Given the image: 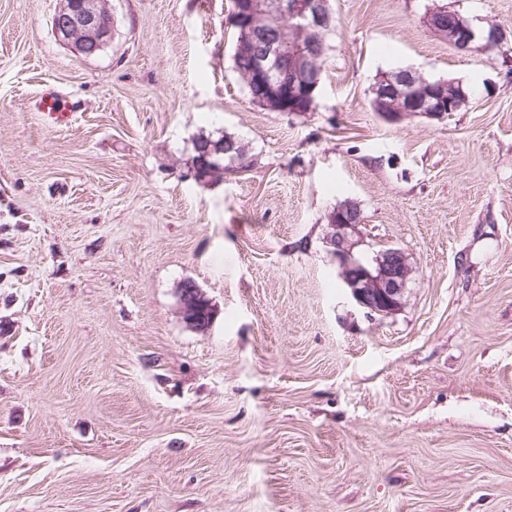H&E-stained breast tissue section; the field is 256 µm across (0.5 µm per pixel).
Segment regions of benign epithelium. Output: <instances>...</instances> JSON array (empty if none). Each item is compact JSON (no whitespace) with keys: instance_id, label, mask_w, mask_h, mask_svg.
<instances>
[{"instance_id":"1","label":"benign epithelium","mask_w":512,"mask_h":512,"mask_svg":"<svg viewBox=\"0 0 512 512\" xmlns=\"http://www.w3.org/2000/svg\"><path fill=\"white\" fill-rule=\"evenodd\" d=\"M423 22L434 35L460 53L501 50L512 34L496 24L480 29L455 9L438 4L425 8ZM228 23L246 36L237 56L248 61L252 98L267 106H285L287 112H309L316 104L322 65L327 58V37L336 30L331 0H233ZM53 32L62 44L83 57L98 54L112 30V16L96 0H63L52 18ZM372 104L386 121L398 123L408 116L442 121L468 101L461 85L430 81L411 69L385 73L372 86ZM223 144L198 143L196 178L215 179L224 174ZM363 223L352 202L328 214L332 229L328 243L339 262L340 279L353 300L368 313L388 315L399 308L413 269L405 252L386 248L363 261L354 255L352 239ZM180 313L191 327L206 329L214 307L194 283L179 290Z\"/></svg>"}]
</instances>
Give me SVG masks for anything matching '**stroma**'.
<instances>
[{
    "instance_id": "obj_1",
    "label": "stroma",
    "mask_w": 512,
    "mask_h": 512,
    "mask_svg": "<svg viewBox=\"0 0 512 512\" xmlns=\"http://www.w3.org/2000/svg\"><path fill=\"white\" fill-rule=\"evenodd\" d=\"M429 2L332 0L315 109L272 112L232 0H104L91 57L60 0H0V512H512V61L455 51ZM447 3L512 31V0ZM403 68L468 105L385 121L370 88ZM223 135L252 167L195 180ZM348 200L357 255L413 266L393 314L339 278ZM96 1L63 0L52 18L58 41L83 57L98 54L112 30V16ZM58 100L57 92L45 88L36 103V110L56 126L67 127L71 123V113L65 112ZM180 313L191 327L206 329L214 317V307L204 291L195 283H184L179 290Z\"/></svg>"
}]
</instances>
